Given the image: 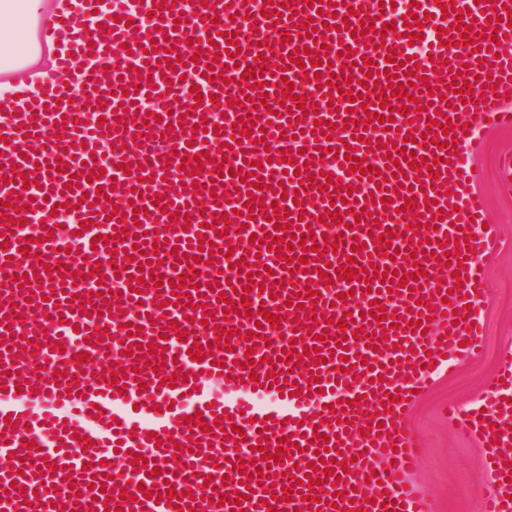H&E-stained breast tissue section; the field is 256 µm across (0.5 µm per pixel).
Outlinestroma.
Returning a JSON list of instances; mask_svg holds the SVG:
<instances>
[{"mask_svg":"<svg viewBox=\"0 0 512 512\" xmlns=\"http://www.w3.org/2000/svg\"><path fill=\"white\" fill-rule=\"evenodd\" d=\"M508 151L512 152V129H497L481 132L470 153L473 186L483 194L489 220L498 225L504 240L500 258L488 273L495 292L485 323L493 344L512 330V194L500 188L496 169L499 155ZM491 367L488 359L462 367L439 381L410 413L413 427L427 444L416 481L422 490L443 499L448 512H478L475 487L483 476L478 451L452 430L441 409L451 401L466 404L482 391Z\"/></svg>","mask_w":512,"mask_h":512,"instance_id":"1","label":"stroma"}]
</instances>
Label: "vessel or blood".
Segmentation results:
<instances>
[{"instance_id":"b4317fda","label":"vessel or blood","mask_w":512,"mask_h":512,"mask_svg":"<svg viewBox=\"0 0 512 512\" xmlns=\"http://www.w3.org/2000/svg\"><path fill=\"white\" fill-rule=\"evenodd\" d=\"M267 5L53 0L0 77V512H440L409 412L487 352L512 0ZM448 421L512 512V334Z\"/></svg>"}]
</instances>
